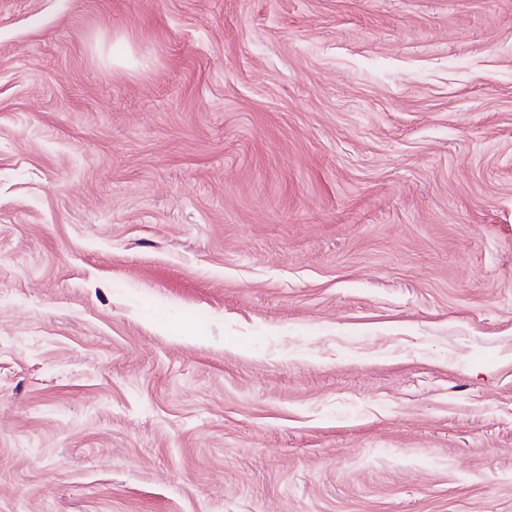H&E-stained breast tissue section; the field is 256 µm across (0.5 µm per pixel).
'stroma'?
<instances>
[{"label": "stroma", "instance_id": "obj_1", "mask_svg": "<svg viewBox=\"0 0 512 512\" xmlns=\"http://www.w3.org/2000/svg\"><path fill=\"white\" fill-rule=\"evenodd\" d=\"M0 512H512V0H0Z\"/></svg>", "mask_w": 512, "mask_h": 512}]
</instances>
